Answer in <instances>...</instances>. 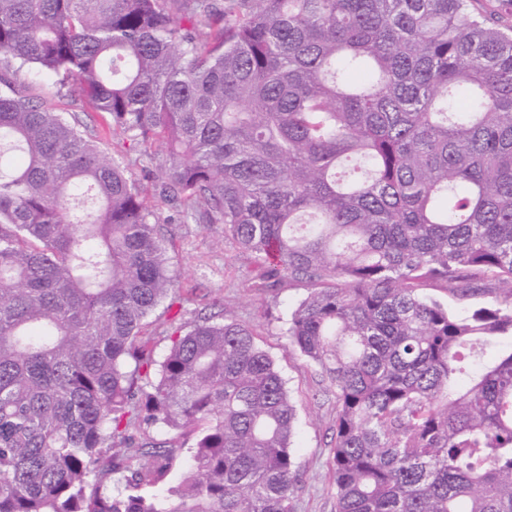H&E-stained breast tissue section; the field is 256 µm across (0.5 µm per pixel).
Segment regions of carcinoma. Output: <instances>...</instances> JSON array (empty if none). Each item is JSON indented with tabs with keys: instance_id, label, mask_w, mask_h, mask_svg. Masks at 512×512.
<instances>
[{
	"instance_id": "obj_1",
	"label": "carcinoma",
	"mask_w": 512,
	"mask_h": 512,
	"mask_svg": "<svg viewBox=\"0 0 512 512\" xmlns=\"http://www.w3.org/2000/svg\"><path fill=\"white\" fill-rule=\"evenodd\" d=\"M0 55V512H293L253 329L152 321L175 220L224 225L254 291L305 285L335 512H512V33L469 0H0ZM24 67L166 151L183 209ZM17 84L55 112L63 113L71 121L75 120L85 136L121 160L117 138L112 140V119L106 112L96 111L81 96H64L66 89L58 93L56 78L35 71H24L17 75Z\"/></svg>"
}]
</instances>
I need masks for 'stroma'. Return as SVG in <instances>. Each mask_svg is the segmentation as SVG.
<instances>
[{
    "mask_svg": "<svg viewBox=\"0 0 512 512\" xmlns=\"http://www.w3.org/2000/svg\"><path fill=\"white\" fill-rule=\"evenodd\" d=\"M17 83L54 111L77 122L88 138L111 155L120 148L112 138V119L93 109L81 96L60 94L55 78L34 71L18 75ZM159 234L174 247L179 290L189 318L218 317L222 302H229L233 317L251 326L257 340L276 362L293 397L299 436L295 451L299 483L294 512H335L334 488L328 462L331 457L335 406L323 392L319 369L307 361L286 336L288 309L305 294L303 284L290 283L264 294L247 286L256 272L250 255L232 241L223 240L218 224H163ZM223 247H216V240Z\"/></svg>",
    "mask_w": 512,
    "mask_h": 512,
    "instance_id": "1",
    "label": "stroma"
}]
</instances>
